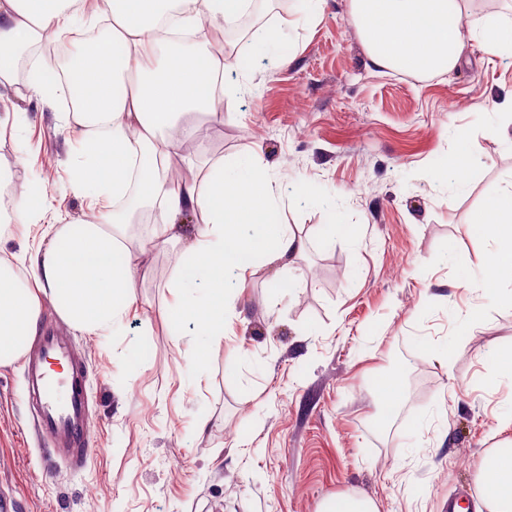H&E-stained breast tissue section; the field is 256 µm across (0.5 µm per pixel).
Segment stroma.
<instances>
[{"mask_svg":"<svg viewBox=\"0 0 512 512\" xmlns=\"http://www.w3.org/2000/svg\"><path fill=\"white\" fill-rule=\"evenodd\" d=\"M262 5L282 57L243 61L252 92L189 116L190 145L212 162L255 157L305 250L227 280L234 307L202 375L193 322L168 318L171 250L137 255V302L112 335L75 331L43 303L41 323L86 362L93 450L60 459L27 409L24 360L1 365L0 494L19 512H319L340 492L379 512H443L512 440L498 418L512 383L488 360L512 347V302L462 285L478 275L467 224L512 186V144L496 131L512 55L471 41L450 72L398 76L372 64L348 0L311 16ZM4 109L22 123L0 134V165L45 185L29 207L52 202V224L84 219L70 181L83 146L60 126L63 101L12 82ZM460 157L477 179L462 181ZM387 373L405 402L381 425L367 388Z\"/></svg>","mask_w":512,"mask_h":512,"instance_id":"35a3bbf8","label":"stroma"}]
</instances>
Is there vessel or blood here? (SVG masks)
<instances>
[{"mask_svg":"<svg viewBox=\"0 0 512 512\" xmlns=\"http://www.w3.org/2000/svg\"><path fill=\"white\" fill-rule=\"evenodd\" d=\"M76 367L59 337L43 330L39 347L27 364L28 390L41 431L57 442L63 453L78 460L90 454L91 437L88 397L70 379Z\"/></svg>","mask_w":512,"mask_h":512,"instance_id":"vessel-or-blood-1","label":"vessel or blood"}]
</instances>
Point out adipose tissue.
<instances>
[{
  "label": "adipose tissue",
  "instance_id": "ef3b65f1",
  "mask_svg": "<svg viewBox=\"0 0 512 512\" xmlns=\"http://www.w3.org/2000/svg\"><path fill=\"white\" fill-rule=\"evenodd\" d=\"M351 17L370 55L383 70L437 74L455 69L464 41H479L490 54L512 53V20L489 17L472 25L468 0H350ZM245 0H0V84L12 82L21 50L45 34L89 28L108 19L106 36L77 59L70 81L50 79L53 62L39 57L31 76L35 94L53 99L79 92V105L65 113V128L79 129L85 163L72 175L76 190L90 198L87 219L51 224L47 246L20 257L24 274L0 266V365L24 354L38 333L43 302H50L69 327L108 336L135 303L136 265L128 245V222L115 200L138 183L145 208L155 213L150 244L179 245L168 283V316L195 324L191 349L204 371L210 347L224 335V280L246 281L259 266L291 265L303 239L282 224L274 183L244 157L233 164L185 162V176L171 183L167 170L180 156L177 136L192 112L222 111L225 96L246 91L238 82L218 92L220 70L230 58L212 50L209 23L237 17ZM174 16L195 35L191 50L174 49L165 60L158 22ZM153 163L140 172L136 154ZM192 213L191 244L180 246L177 220ZM469 236L479 244V269L488 283L512 281V190L488 197L474 213ZM200 283L205 296H196ZM477 491L486 512H512V446L490 452L481 465Z\"/></svg>",
  "mask_w": 512,
  "mask_h": 512
}]
</instances>
